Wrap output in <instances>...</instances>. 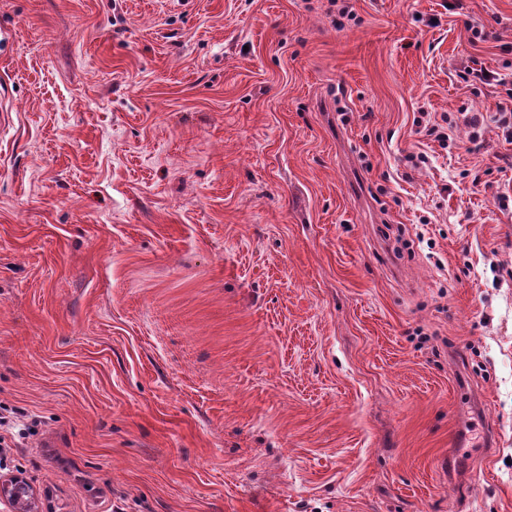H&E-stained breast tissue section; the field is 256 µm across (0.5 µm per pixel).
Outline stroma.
Instances as JSON below:
<instances>
[{
    "label": "stroma",
    "mask_w": 512,
    "mask_h": 512,
    "mask_svg": "<svg viewBox=\"0 0 512 512\" xmlns=\"http://www.w3.org/2000/svg\"><path fill=\"white\" fill-rule=\"evenodd\" d=\"M338 2L0 0L33 512H512V0ZM512 97V96H511ZM499 102L496 105V112L492 116V121L496 124V128L501 130L504 142L512 144V103Z\"/></svg>",
    "instance_id": "stroma-1"
}]
</instances>
